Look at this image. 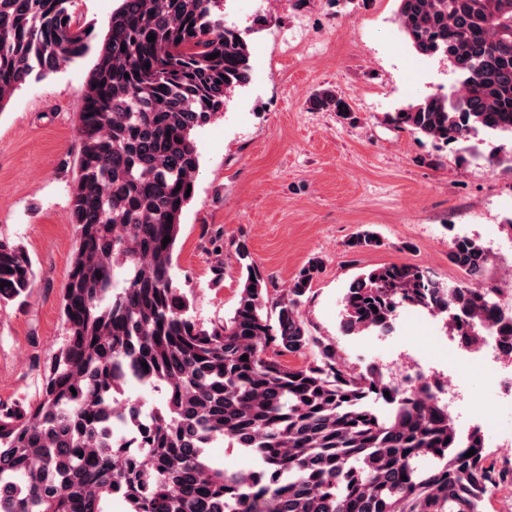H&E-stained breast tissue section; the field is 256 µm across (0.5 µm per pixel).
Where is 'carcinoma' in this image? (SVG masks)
<instances>
[{
    "instance_id": "obj_1",
    "label": "carcinoma",
    "mask_w": 512,
    "mask_h": 512,
    "mask_svg": "<svg viewBox=\"0 0 512 512\" xmlns=\"http://www.w3.org/2000/svg\"><path fill=\"white\" fill-rule=\"evenodd\" d=\"M70 2L0 0V111L33 75L88 50ZM397 21L418 54L448 60L459 91L410 103L392 121L446 144L512 137V0H399ZM250 72L224 0H120L112 12L77 103L67 337L42 399L0 404V512H108L115 496L128 512H485L490 488L512 484V468L489 461L484 433L461 435L429 386L402 388L377 365L348 369L313 335L299 307L319 261L272 297L239 244L232 315L210 328L187 315L171 269L199 168L190 135ZM312 106L350 110L331 90ZM380 245L366 230L350 242L355 252ZM449 259L469 281L449 288L408 264L362 272L345 288L341 331L386 336L399 310L415 307L444 317L462 348L491 339L512 359V309L481 285L485 248L458 238ZM2 281L0 303L21 305L35 281L28 252L6 237ZM286 354L307 361L290 365ZM130 379L164 391L163 406L143 416L146 402L125 396ZM115 403L141 428L135 455L112 438ZM218 439L257 467L216 466L206 448Z\"/></svg>"
}]
</instances>
